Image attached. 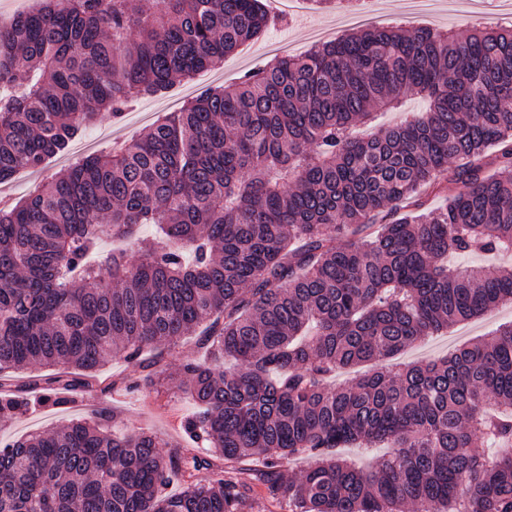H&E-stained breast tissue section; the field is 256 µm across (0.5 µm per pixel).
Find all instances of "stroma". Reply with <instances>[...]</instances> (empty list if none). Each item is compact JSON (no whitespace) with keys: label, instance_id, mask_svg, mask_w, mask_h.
Masks as SVG:
<instances>
[{"label":"stroma","instance_id":"1","mask_svg":"<svg viewBox=\"0 0 512 512\" xmlns=\"http://www.w3.org/2000/svg\"><path fill=\"white\" fill-rule=\"evenodd\" d=\"M262 3L270 24L258 39L247 42L215 69L199 73L195 80L175 84L162 96L128 103L120 116L101 113L66 150L34 172H20L15 183L0 186V192L14 199L22 197L29 192L28 182H47L56 172L82 159L85 147L98 152L139 137L168 112L171 100L184 103L199 98L211 88L242 80L247 73L263 68L273 57L304 53L312 44L311 31L329 30L341 36L355 29L339 8L318 9L310 0H295L293 11L283 16L272 0ZM357 8L366 15L368 24L381 27L423 26L463 32L476 26L498 30L512 25V0H501L496 6L486 4L485 0H359ZM509 323H512V305H505L408 347L398 355L397 361L426 363L448 356L455 348L480 340ZM196 409L190 397L171 385L150 394L124 390L116 396L109 390H97L58 405H34L23 416L0 422V438H18L106 410L116 414L118 427L148 428L165 440L179 443L183 440L181 422Z\"/></svg>","mask_w":512,"mask_h":512}]
</instances>
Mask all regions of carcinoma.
Returning a JSON list of instances; mask_svg holds the SVG:
<instances>
[{"instance_id":"obj_1","label":"carcinoma","mask_w":512,"mask_h":512,"mask_svg":"<svg viewBox=\"0 0 512 512\" xmlns=\"http://www.w3.org/2000/svg\"><path fill=\"white\" fill-rule=\"evenodd\" d=\"M41 0L0 28V184L99 113L158 95L259 37L261 0ZM408 93L425 115L351 129ZM512 29L370 28L272 60L0 207V418L102 385L184 336L176 387L196 448L97 413L0 445V512H512V325L451 357L383 362L512 302ZM497 148L487 174L484 153ZM456 162L448 171V162ZM425 187L446 192L427 209ZM384 223L374 224L377 217ZM159 236L90 262L104 230ZM373 371L332 388L340 368ZM154 371L130 387L155 390ZM483 452L473 451L474 442ZM391 453L355 466L340 448ZM314 458L297 478L283 460ZM258 461L249 477L224 463ZM183 486L177 495L169 485ZM141 368L136 362H127L124 359H113L99 371V378L107 383L113 380L118 382L122 378L135 379L140 375Z\"/></svg>"}]
</instances>
